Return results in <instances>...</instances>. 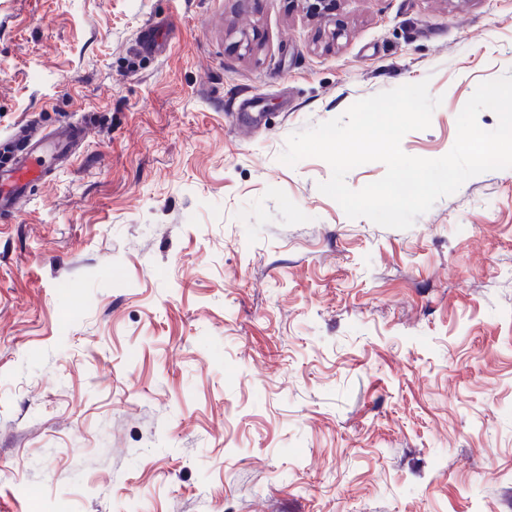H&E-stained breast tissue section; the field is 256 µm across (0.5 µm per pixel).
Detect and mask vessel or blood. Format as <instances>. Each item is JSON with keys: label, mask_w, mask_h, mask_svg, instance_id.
I'll list each match as a JSON object with an SVG mask.
<instances>
[{"label": "vessel or blood", "mask_w": 512, "mask_h": 512, "mask_svg": "<svg viewBox=\"0 0 512 512\" xmlns=\"http://www.w3.org/2000/svg\"><path fill=\"white\" fill-rule=\"evenodd\" d=\"M85 122L68 121L43 132L19 127L0 144V215L13 214L28 187L46 182L85 138Z\"/></svg>", "instance_id": "b4317fda"}]
</instances>
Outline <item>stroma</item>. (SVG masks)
I'll list each match as a JSON object with an SVG mask.
<instances>
[{
	"instance_id": "1",
	"label": "stroma",
	"mask_w": 512,
	"mask_h": 512,
	"mask_svg": "<svg viewBox=\"0 0 512 512\" xmlns=\"http://www.w3.org/2000/svg\"><path fill=\"white\" fill-rule=\"evenodd\" d=\"M334 20L332 42L293 0H0V136L89 124L0 216V512H512V168L399 230L279 159L423 80L442 103L401 147L447 154L512 76V0ZM158 22L166 53L136 54Z\"/></svg>"
}]
</instances>
